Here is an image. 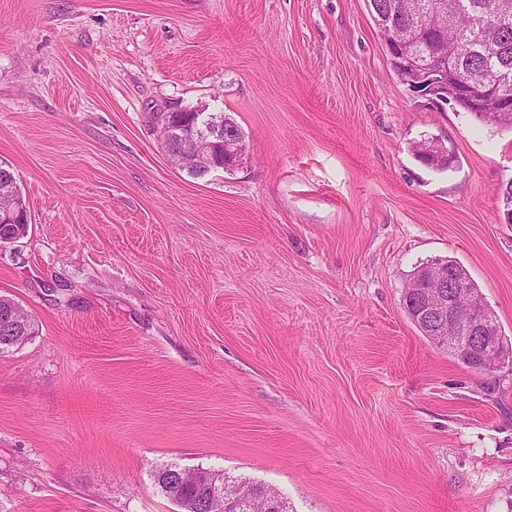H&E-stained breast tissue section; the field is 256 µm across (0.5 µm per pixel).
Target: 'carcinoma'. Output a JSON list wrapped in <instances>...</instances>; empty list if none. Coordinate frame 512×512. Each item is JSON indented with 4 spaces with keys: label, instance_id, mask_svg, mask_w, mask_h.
I'll list each match as a JSON object with an SVG mask.
<instances>
[{
    "label": "carcinoma",
    "instance_id": "cac0c4a2",
    "mask_svg": "<svg viewBox=\"0 0 512 512\" xmlns=\"http://www.w3.org/2000/svg\"><path fill=\"white\" fill-rule=\"evenodd\" d=\"M373 21L381 35L394 29L415 24V37L408 52L414 63V82L429 87L442 72L464 84V91L455 96V105L471 113L481 122L492 123L503 130L512 131V115L503 117L493 112H481L474 107L473 97L497 93L512 99V13L501 11V0H458L459 9L448 21L447 42L442 44L429 26L442 21L441 0H421L423 8L415 21L400 12V0H366ZM0 193L21 195L14 173L0 165ZM28 230L27 210L8 223L0 221V242L7 243L22 237ZM466 287L459 289V313L464 315L474 309L481 315L496 319L494 313L478 298V289L472 279L465 280ZM19 302L0 295V354L16 347L10 340L14 335L8 319V309ZM404 309L421 333L432 339L434 332L420 318L417 305L403 302ZM155 482L178 506L198 512L197 502L201 490L182 488L169 479L162 470L155 474Z\"/></svg>",
    "mask_w": 512,
    "mask_h": 512
}]
</instances>
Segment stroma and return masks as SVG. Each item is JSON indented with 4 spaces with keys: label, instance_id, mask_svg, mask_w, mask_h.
Returning a JSON list of instances; mask_svg holds the SVG:
<instances>
[{
    "label": "stroma",
    "instance_id": "obj_1",
    "mask_svg": "<svg viewBox=\"0 0 512 512\" xmlns=\"http://www.w3.org/2000/svg\"><path fill=\"white\" fill-rule=\"evenodd\" d=\"M172 103L238 124L234 172L170 163ZM0 165L37 329L0 354V512H176L170 465L289 512H512V362L402 306L450 258L512 340V133L412 95L366 0H0ZM19 207L20 205H18L16 199L13 201L9 197H0V219L3 216L6 218L17 216ZM21 208L19 216L13 218L10 222L3 223L0 221V242L9 243V241L23 237L26 234L28 230V214L25 204H21ZM412 298L408 299V302L403 299V306L404 309L412 321V323L415 325V327L418 329V331L421 333L422 336H425L426 338L430 339L433 343H435L437 346H440L441 348H444L448 352V354L454 358L458 363L462 364L463 366L473 370L471 366V356L466 353L462 352L461 350L445 345L444 343H441L439 340H436L432 338V336L435 335V333L432 331V329L427 325L424 319L420 318V312L417 309L416 304L411 303Z\"/></svg>",
    "mask_w": 512,
    "mask_h": 512
}]
</instances>
